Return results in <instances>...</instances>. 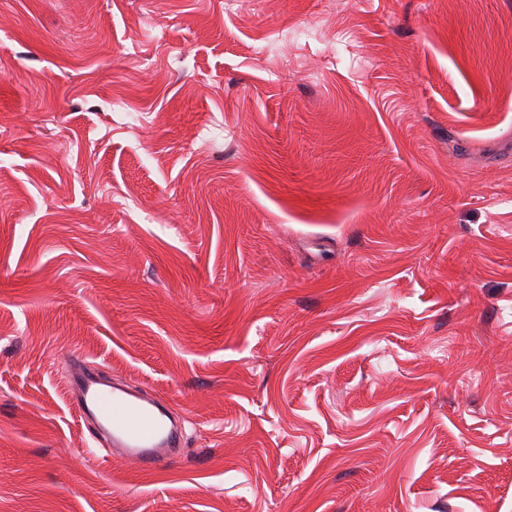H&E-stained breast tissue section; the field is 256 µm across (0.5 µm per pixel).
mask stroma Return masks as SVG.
Segmentation results:
<instances>
[{"instance_id": "stroma-1", "label": "stroma", "mask_w": 512, "mask_h": 512, "mask_svg": "<svg viewBox=\"0 0 512 512\" xmlns=\"http://www.w3.org/2000/svg\"><path fill=\"white\" fill-rule=\"evenodd\" d=\"M0 512H512V0H0ZM71 358L86 366L82 355ZM68 389L80 418L91 424L96 434L110 437L114 447L123 448L133 463L153 469L177 457L182 426L162 397L112 386L90 367L70 379Z\"/></svg>"}]
</instances>
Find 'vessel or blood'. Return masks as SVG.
<instances>
[{
  "mask_svg": "<svg viewBox=\"0 0 512 512\" xmlns=\"http://www.w3.org/2000/svg\"><path fill=\"white\" fill-rule=\"evenodd\" d=\"M68 388L80 418L138 466L156 468L181 447L182 426L162 397L111 384L92 368L76 374Z\"/></svg>",
  "mask_w": 512,
  "mask_h": 512,
  "instance_id": "obj_1",
  "label": "vessel or blood"
}]
</instances>
